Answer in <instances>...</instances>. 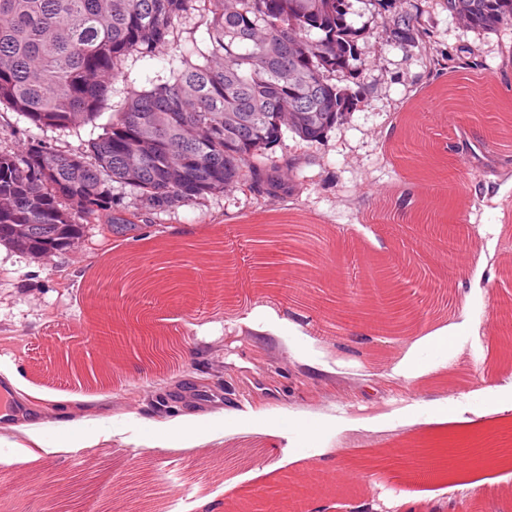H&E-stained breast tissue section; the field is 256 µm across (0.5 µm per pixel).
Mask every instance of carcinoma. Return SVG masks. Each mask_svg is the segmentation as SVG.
<instances>
[{
	"label": "carcinoma",
	"mask_w": 512,
	"mask_h": 512,
	"mask_svg": "<svg viewBox=\"0 0 512 512\" xmlns=\"http://www.w3.org/2000/svg\"><path fill=\"white\" fill-rule=\"evenodd\" d=\"M466 27L512 26V0H438ZM348 0H0V106L39 128L95 122L125 59L168 43L175 22L198 11L204 47L169 79L133 91L80 152L37 144L0 152V245L33 257L70 248L89 219L114 231L132 223L112 208V184L163 211L239 183L258 204L304 190L297 162L273 149L288 133L319 142L357 110L368 88L339 86L360 74ZM415 14L388 20L402 46L427 45ZM429 68H454L435 49Z\"/></svg>",
	"instance_id": "obj_1"
}]
</instances>
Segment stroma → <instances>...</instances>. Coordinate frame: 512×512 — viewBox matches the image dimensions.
<instances>
[{
	"mask_svg": "<svg viewBox=\"0 0 512 512\" xmlns=\"http://www.w3.org/2000/svg\"><path fill=\"white\" fill-rule=\"evenodd\" d=\"M436 45L477 49L481 65L428 72L417 50L395 43L378 0H349L347 21L369 87L363 103L320 143L285 137L276 157L298 158L301 195L257 205L234 187L164 211L137 209L131 187L113 186L121 207L137 210L134 226L116 234L87 225L70 249L35 259L0 246V359L14 363L33 395H12L20 416L59 421L78 414L75 404L43 401L46 393L82 394L89 411L122 426L129 418L166 419L261 409L274 420L337 417L347 423L304 459L299 437L242 419L232 434L212 431L194 440L148 438L133 444L113 436L91 449L95 468L78 450L26 458L24 435L0 424V512H53L60 477L83 478L80 512H126L133 477H146L155 512H172L164 488L187 484L179 512H199L213 496L222 508L260 486L290 477L299 485L344 470L391 449L420 448L438 433L426 414L445 408L480 376L495 377L512 397L511 374L498 365L497 322L504 314V263L512 264V129L484 140L481 155L468 151L490 122L480 94L512 97V27L496 32L466 28L447 11L427 17ZM199 16L177 22L168 45L131 54L112 83L109 103L151 88L180 67L182 56L203 44ZM98 134L40 129L0 109V150L19 154L31 144L85 149ZM282 220L314 224L323 240L304 284L316 303L292 298L294 266L280 245L258 249L242 227ZM450 221L466 228L461 245L481 244L486 261L448 268L442 244L424 225ZM411 270L401 281L418 321L440 316L456 323L466 306L481 329L448 337V367L413 384L385 379L413 343L380 326L385 303L372 289L379 270ZM272 309L288 326L260 334L236 323L237 314ZM113 330L119 341L156 331L177 342L178 367L163 370L124 351L111 384L79 390L58 374L60 356L76 347L88 356ZM488 491L445 492L424 482L415 512H449L456 501H475L477 512H512V469L489 471ZM233 481L225 490V481ZM400 489L387 471L344 478L340 493L313 494L310 512H400Z\"/></svg>",
	"mask_w": 512,
	"mask_h": 512,
	"instance_id": "35a3bbf8",
	"label": "stroma"
}]
</instances>
